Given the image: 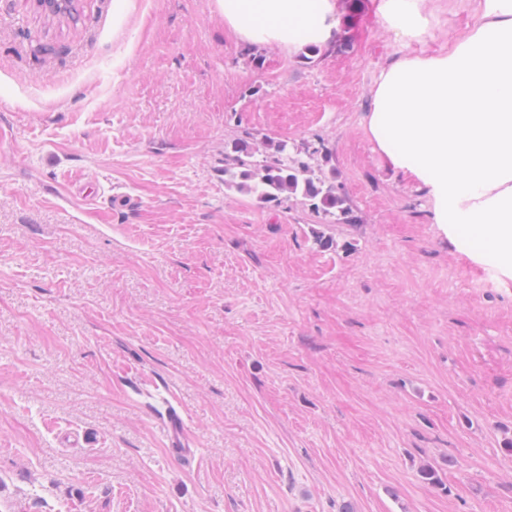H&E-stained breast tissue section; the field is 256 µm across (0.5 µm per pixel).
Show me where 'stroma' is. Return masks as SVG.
Returning a JSON list of instances; mask_svg holds the SVG:
<instances>
[{
    "label": "stroma",
    "mask_w": 512,
    "mask_h": 512,
    "mask_svg": "<svg viewBox=\"0 0 512 512\" xmlns=\"http://www.w3.org/2000/svg\"><path fill=\"white\" fill-rule=\"evenodd\" d=\"M376 2L306 64L216 0H0V512H512V278L368 131L381 72L478 0L412 40ZM245 137L325 142L357 223L225 189ZM163 430L176 458L182 460L193 453L194 442L187 436L183 420L175 408H168L163 416ZM454 465L452 459H447L442 464H423L417 473L421 482L440 490H446L447 486L443 479L445 471Z\"/></svg>",
    "instance_id": "35a3bbf8"
}]
</instances>
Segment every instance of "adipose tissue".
Listing matches in <instances>:
<instances>
[{
    "mask_svg": "<svg viewBox=\"0 0 512 512\" xmlns=\"http://www.w3.org/2000/svg\"><path fill=\"white\" fill-rule=\"evenodd\" d=\"M475 27L448 54L406 57L384 70L368 126L385 160L423 186L436 223L488 269L512 274V0H480ZM423 0H379L396 35L429 21ZM248 44L327 47L337 0H217Z\"/></svg>",
    "mask_w": 512,
    "mask_h": 512,
    "instance_id": "1",
    "label": "adipose tissue"
}]
</instances>
